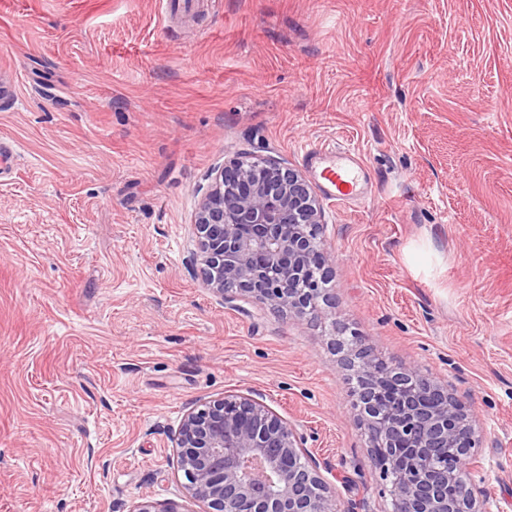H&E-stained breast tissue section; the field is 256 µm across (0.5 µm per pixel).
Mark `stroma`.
I'll return each instance as SVG.
<instances>
[{
  "label": "stroma",
  "instance_id": "35a3bbf8",
  "mask_svg": "<svg viewBox=\"0 0 512 512\" xmlns=\"http://www.w3.org/2000/svg\"><path fill=\"white\" fill-rule=\"evenodd\" d=\"M2 140L0 512H205L172 435L229 390L390 512L351 334L472 406L474 492L512 512V0H0ZM328 143L372 200L321 201V314L203 288L210 170Z\"/></svg>",
  "mask_w": 512,
  "mask_h": 512
}]
</instances>
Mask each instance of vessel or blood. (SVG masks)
<instances>
[{
	"label": "vessel or blood",
	"instance_id": "obj_1",
	"mask_svg": "<svg viewBox=\"0 0 512 512\" xmlns=\"http://www.w3.org/2000/svg\"><path fill=\"white\" fill-rule=\"evenodd\" d=\"M307 159L325 195L333 201L364 200L361 189L364 173L350 151L336 148L305 150Z\"/></svg>",
	"mask_w": 512,
	"mask_h": 512
}]
</instances>
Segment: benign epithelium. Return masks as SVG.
I'll return each mask as SVG.
<instances>
[{
    "instance_id": "obj_1",
    "label": "benign epithelium",
    "mask_w": 512,
    "mask_h": 512,
    "mask_svg": "<svg viewBox=\"0 0 512 512\" xmlns=\"http://www.w3.org/2000/svg\"><path fill=\"white\" fill-rule=\"evenodd\" d=\"M210 178L193 220L203 287L226 303L251 298L298 318L317 314L334 255L320 238L312 184L274 158H236ZM346 360L363 381L354 406L393 512H492L473 493L471 408L413 370L380 368L358 336ZM174 448L186 494L206 512L340 510L329 465L310 454L296 425L239 392L185 414ZM438 448L454 449L440 479L432 475Z\"/></svg>"
}]
</instances>
